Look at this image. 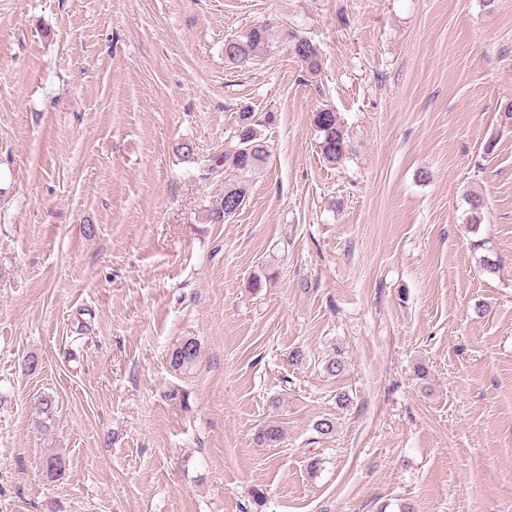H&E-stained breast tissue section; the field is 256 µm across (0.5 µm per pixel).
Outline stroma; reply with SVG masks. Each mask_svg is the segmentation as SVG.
I'll use <instances>...</instances> for the list:
<instances>
[{"instance_id":"1","label":"stroma","mask_w":512,"mask_h":512,"mask_svg":"<svg viewBox=\"0 0 512 512\" xmlns=\"http://www.w3.org/2000/svg\"><path fill=\"white\" fill-rule=\"evenodd\" d=\"M510 103L512 0H0V512H512ZM246 108L268 157L214 223ZM270 33L267 26H256L249 30L244 39L238 37L226 39L224 56L227 61L236 66H242L252 59L258 51L265 48ZM292 53L302 62L310 75H317L321 70L320 49L306 37L289 35ZM311 123L323 160L340 164L348 153V144L336 110L329 106L319 109L313 113ZM199 355V344L193 337H186L168 352L169 364L176 371L192 367Z\"/></svg>"}]
</instances>
